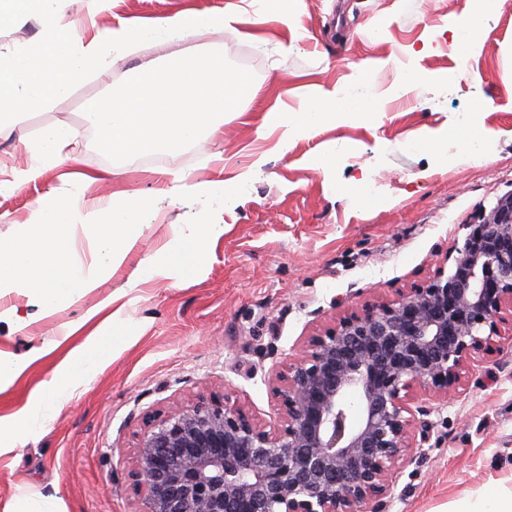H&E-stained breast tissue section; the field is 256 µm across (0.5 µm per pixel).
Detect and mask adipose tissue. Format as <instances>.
<instances>
[{
	"label": "adipose tissue",
	"mask_w": 512,
	"mask_h": 512,
	"mask_svg": "<svg viewBox=\"0 0 512 512\" xmlns=\"http://www.w3.org/2000/svg\"><path fill=\"white\" fill-rule=\"evenodd\" d=\"M83 20L67 11V0H0V27L35 22L36 41L14 47L0 46V137L10 136L17 113L42 105L69 93L92 72L108 71L129 46L147 40H179L200 28H224L240 22L243 11L238 0H226L217 12L184 10L157 25L122 21L100 29L97 16L107 11L111 0H85ZM358 103L369 112L373 96L366 84L353 81L322 91L319 98L288 109L276 106L266 113L259 134L279 129L282 141H289L321 128L341 117L346 101ZM71 142L68 128L47 129L41 139L39 161L29 162L16 181H0V193L13 190L16 183L34 182L47 169L76 165L77 157L67 151ZM265 164L257 156L250 170L227 180L183 185V192L211 202L206 222L179 225L156 258L141 264L130 276L126 291L112 295L90 309L84 322L92 330L86 340L72 348L55 367L56 382L49 396H32L29 404L8 416H0V456L12 451L13 439L22 428L50 418L56 407L68 401L75 389L76 375L87 376L97 368L93 350L101 336L126 321L127 291L158 280H180L186 274L201 273L210 245L223 236L224 199L240 193ZM175 187L161 189L159 199L145 200L129 191H118L98 200L84 201L80 194L48 196L38 202L22 224L16 225L9 240H0V295L17 291L37 296L48 303L72 300L95 288L102 274L120 267L140 236L143 212L157 209L160 199L172 197ZM82 227L97 239L96 264L86 268L65 261L68 232Z\"/></svg>",
	"instance_id": "obj_1"
}]
</instances>
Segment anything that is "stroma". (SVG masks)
Segmentation results:
<instances>
[{
    "label": "stroma",
    "instance_id": "1",
    "mask_svg": "<svg viewBox=\"0 0 512 512\" xmlns=\"http://www.w3.org/2000/svg\"><path fill=\"white\" fill-rule=\"evenodd\" d=\"M257 0L242 23L194 31L185 44L153 40L134 45L109 74L91 75L68 94L15 117L0 138V178L30 156L52 126L68 127L79 169L98 173L109 161L94 145L86 107L127 80L137 67L163 62L190 46L251 59L254 100L228 112L221 134L204 147L164 153L165 170L187 183L233 176L257 155L266 164L246 192L224 201L227 228L201 274L177 285L150 284L130 295L128 323L102 337L96 374L78 378L71 400L41 428L25 432L0 457V508L11 499L48 501L57 512H137L129 474L136 435L147 412L168 410L180 397L225 396L273 427L279 402L268 378L294 356L305 336L374 298L395 299L448 269L466 225L512 192V0L469 31V0ZM224 0H116L98 19L158 22L188 8L222 9ZM290 15L293 26L282 23ZM377 62L372 91L380 109L318 129L280 146L279 131L257 136L275 101L295 108L318 89L355 79L363 62ZM419 71L414 90L392 97L396 71ZM428 129L442 133L438 150L418 146ZM483 138L481 156L462 143ZM222 154L223 164L212 161ZM328 158L326 172L305 165ZM117 166L114 184L154 199L160 184L133 158ZM72 189L65 168L0 195V238H10L46 195ZM204 198L178 194L142 216L140 240L118 270L73 301L48 304L10 293L28 319L21 331L1 321L0 351L25 370L0 394V416L47 392L53 369L80 337L63 331L112 292L162 247L176 225L201 221ZM66 347H59V340ZM57 343L27 364L32 345ZM431 429L401 465L389 512H464L489 489L512 491V340L490 356L471 359L463 385L448 404L428 403Z\"/></svg>",
    "mask_w": 512,
    "mask_h": 512
}]
</instances>
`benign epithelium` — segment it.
<instances>
[{
  "mask_svg": "<svg viewBox=\"0 0 512 512\" xmlns=\"http://www.w3.org/2000/svg\"><path fill=\"white\" fill-rule=\"evenodd\" d=\"M467 228L448 272L304 338L268 378L277 427L215 396L148 416L131 471L138 512H387L427 414L411 409L414 392L448 403L470 358L512 336V193Z\"/></svg>",
  "mask_w": 512,
  "mask_h": 512,
  "instance_id": "1",
  "label": "benign epithelium"
}]
</instances>
